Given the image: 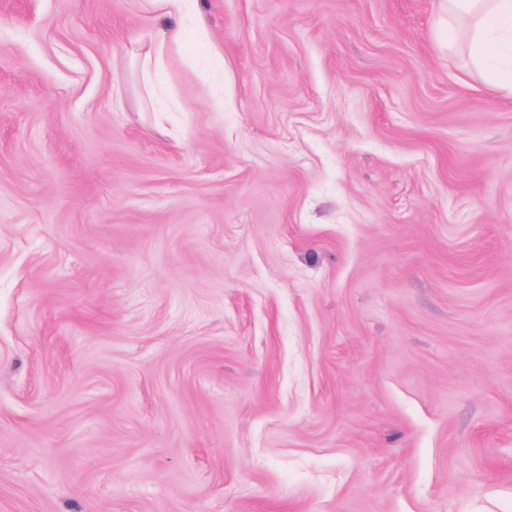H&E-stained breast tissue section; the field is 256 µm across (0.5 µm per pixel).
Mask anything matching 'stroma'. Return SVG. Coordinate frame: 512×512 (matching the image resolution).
<instances>
[{
	"label": "stroma",
	"mask_w": 512,
	"mask_h": 512,
	"mask_svg": "<svg viewBox=\"0 0 512 512\" xmlns=\"http://www.w3.org/2000/svg\"><path fill=\"white\" fill-rule=\"evenodd\" d=\"M0 512H512V96L434 0H0Z\"/></svg>",
	"instance_id": "1"
}]
</instances>
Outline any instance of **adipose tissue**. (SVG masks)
<instances>
[{
	"instance_id": "obj_1",
	"label": "adipose tissue",
	"mask_w": 512,
	"mask_h": 512,
	"mask_svg": "<svg viewBox=\"0 0 512 512\" xmlns=\"http://www.w3.org/2000/svg\"><path fill=\"white\" fill-rule=\"evenodd\" d=\"M439 27L463 24L483 80L512 95V0H435Z\"/></svg>"
}]
</instances>
